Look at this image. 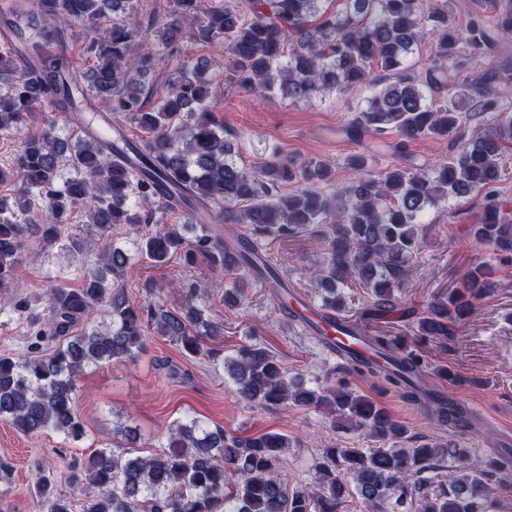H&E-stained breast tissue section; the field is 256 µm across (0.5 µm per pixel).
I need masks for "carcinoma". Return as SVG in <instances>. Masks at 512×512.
<instances>
[{
	"label": "carcinoma",
	"mask_w": 512,
	"mask_h": 512,
	"mask_svg": "<svg viewBox=\"0 0 512 512\" xmlns=\"http://www.w3.org/2000/svg\"><path fill=\"white\" fill-rule=\"evenodd\" d=\"M170 0L164 18L153 19L152 36H142L128 18L136 0H16L0 6V17L20 34L0 52V133H11L36 112L55 111V121L24 141L11 163L0 166V185L18 189L0 197V311L22 306L14 288L25 273L23 251L31 236L58 243L74 214L107 249L86 266L78 288L48 286L47 314L26 351L0 355V420L39 437L55 433L79 441L86 435L78 412L77 379L90 368L116 359L133 360L148 336H160L187 356L219 352L207 347L221 335L197 304L198 285H182L179 309L130 301L119 287L138 256L161 269L179 257L198 259L224 272L245 269L283 289L277 297L288 311V288L276 264L262 260L247 238L224 237L222 224L249 226L263 239L317 237L326 256L310 271L321 307L347 312L346 288L363 293L360 322L349 335L362 350L345 358L357 375L369 374L410 393L436 428L458 426L459 404L426 381L428 342L455 340L479 301L497 287L490 267L470 268L460 285L433 296L412 323L414 345L377 332L371 323L401 311V295L424 248L420 218L429 207L479 198L481 218L467 227L474 244L492 250L512 268V211L496 185L507 174L512 149V114L499 88L512 90V59L500 61L498 43L512 38V0H499L491 15L460 27L446 3L428 0ZM112 23L90 37L83 50L97 64L79 81L72 61L59 48L64 32L93 25L106 13ZM434 45L431 63L419 72L404 66L423 39ZM224 50V72L262 99L276 95L308 100L333 89L373 88L367 107L350 120L346 133L397 132L405 140H446L448 156L429 169L399 163L379 174L367 158L353 155L357 176L331 191L334 170L326 161L295 165L273 151L250 169L239 166L234 145L209 104L206 69L179 57L183 40ZM173 62L166 91L149 77L162 56ZM491 59L481 76L455 81L480 60ZM107 102L148 131L138 142L102 136L87 113L90 99ZM498 121L489 134L461 138L472 113ZM83 125V135L60 137L55 122ZM65 169L74 171L62 179ZM297 188L288 191V184ZM178 207L196 224L165 223ZM132 234V250L114 244V232ZM109 323L86 327L96 313ZM53 343L50 353L43 344ZM233 392L260 408L314 406L389 448L322 449L311 482L288 490L281 470L288 464V435L253 437L209 428L196 418L169 425L167 450L151 456L118 453L107 444L77 461L70 481L83 495L81 512H341L349 489L368 512H488L497 484L512 477V462L480 465L465 451L450 450L436 437L411 443L409 430L349 383L312 389L291 377L280 358L260 342L239 346L223 360ZM457 462L451 479L429 486L420 474Z\"/></svg>",
	"instance_id": "cac0c4a2"
}]
</instances>
